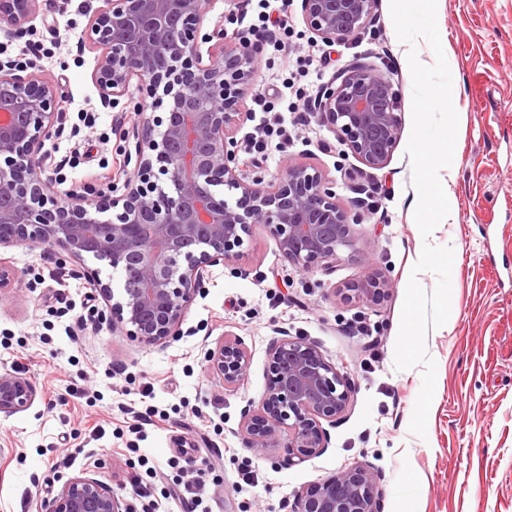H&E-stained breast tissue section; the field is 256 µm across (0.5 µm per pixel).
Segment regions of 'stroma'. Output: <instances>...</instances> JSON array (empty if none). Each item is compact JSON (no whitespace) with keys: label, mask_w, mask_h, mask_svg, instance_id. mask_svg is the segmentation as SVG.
I'll return each instance as SVG.
<instances>
[{"label":"stroma","mask_w":512,"mask_h":512,"mask_svg":"<svg viewBox=\"0 0 512 512\" xmlns=\"http://www.w3.org/2000/svg\"><path fill=\"white\" fill-rule=\"evenodd\" d=\"M40 2L27 39L0 24V59L37 45L40 74L62 91L68 131L46 141L45 175L63 200L134 169L140 93L133 82L117 104L100 106L97 53L79 35L87 8L103 0ZM283 8L288 48H265L255 66L236 131L240 159L249 178L266 182L291 161L319 168L338 203L359 211L353 251L332 271L301 272L254 226L237 256L206 275L184 313L187 336L145 346L113 328L84 266L63 251L1 248L12 287L0 292V372L28 378L36 396L29 408L0 414V512H49L63 482L81 472L138 508L147 486L155 512H180L183 482L198 488L203 512H291L297 494L353 463L376 476L384 512H512V0H438L459 122L453 162L440 173L450 213L427 238L413 218L418 195L406 153L409 48L396 37L390 0H378L369 32L330 47L307 30L301 0H209L203 29L220 23L227 39L254 40L261 13ZM356 61L399 91L400 141L385 167L361 164L315 115L292 141L272 137L265 154H252L249 135L264 119L253 110L257 97L281 93L274 110L286 112L297 89L315 98ZM427 243L452 246L454 262L450 317L426 336L437 377L422 439L408 431L422 370L395 371L393 359L410 271ZM374 277L390 283L378 302L343 299V285ZM88 301L95 319L73 323L66 306ZM280 328L315 343L355 383L348 409L326 427V448L295 463L284 437L264 456L240 431L243 410L265 390ZM230 336L249 355L248 375L233 388L205 366L206 350ZM149 409L168 421L139 429ZM249 470L256 485L241 480Z\"/></svg>","instance_id":"1"}]
</instances>
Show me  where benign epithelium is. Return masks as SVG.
Wrapping results in <instances>:
<instances>
[{"mask_svg":"<svg viewBox=\"0 0 512 512\" xmlns=\"http://www.w3.org/2000/svg\"><path fill=\"white\" fill-rule=\"evenodd\" d=\"M38 2L0 0V23L28 35L25 24ZM104 2L88 11L80 34V43L98 52L94 79L102 105L112 106L135 79L142 101L152 100L161 114L133 132L138 160L124 173L121 195L100 191L91 200L76 191L59 201L44 177L43 152L45 141L64 128L57 90L31 60L0 62V248L49 244L73 260L91 258L122 272L129 285L116 302L97 270L88 278L127 334L152 346L183 335V312L208 268L234 256L256 224L269 228L296 269H333L353 250L351 224L358 220L336 202L333 182L291 161L267 185L241 178L234 127L260 47L224 41L218 23L202 32L208 0ZM301 7L308 30L334 44L366 29L376 0H302ZM397 102L391 79L353 63L321 86L310 110L364 165L381 169L399 142ZM221 185L240 192L235 202L217 192ZM387 288L377 278L351 283L346 292L374 303ZM269 355L266 389L258 405L242 412L241 431L260 454L286 434L288 462H302L325 448L323 422L346 411L351 382L315 344L284 331ZM207 360L228 387L249 370L238 338L208 350ZM34 399L29 379L0 372L1 414L26 409ZM50 512H134V506L108 483L79 473L62 484ZM294 512H380L374 476L349 465L298 494Z\"/></svg>","mask_w":512,"mask_h":512,"instance_id":"1","label":"benign epithelium"}]
</instances>
